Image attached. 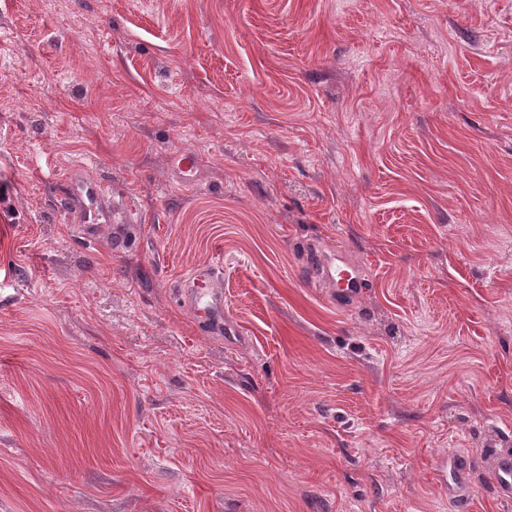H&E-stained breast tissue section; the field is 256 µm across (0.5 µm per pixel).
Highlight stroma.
<instances>
[{"instance_id":"1","label":"stroma","mask_w":512,"mask_h":512,"mask_svg":"<svg viewBox=\"0 0 512 512\" xmlns=\"http://www.w3.org/2000/svg\"><path fill=\"white\" fill-rule=\"evenodd\" d=\"M501 448L512 0H0V512H512ZM171 164L177 173V180L182 186L197 185V173L201 167L197 154L189 150H180L171 157ZM62 201L77 202L84 211L85 224H128L129 220L117 222L115 209L104 208L102 201L112 194V187L84 176H71L63 185ZM321 283H323L325 288H336V297L338 299L357 295L363 288H366L362 272L345 263L343 266L332 262L325 265L318 284L320 285ZM211 278L208 273L191 274L189 279L193 280L192 285L181 290V300L212 332L240 337L238 328L224 326V293L218 288H212ZM492 461L498 494L504 498L512 497V452L498 453ZM441 469L448 474V501L457 508L456 512H464L465 504L470 497V461L460 455L443 458Z\"/></svg>"}]
</instances>
